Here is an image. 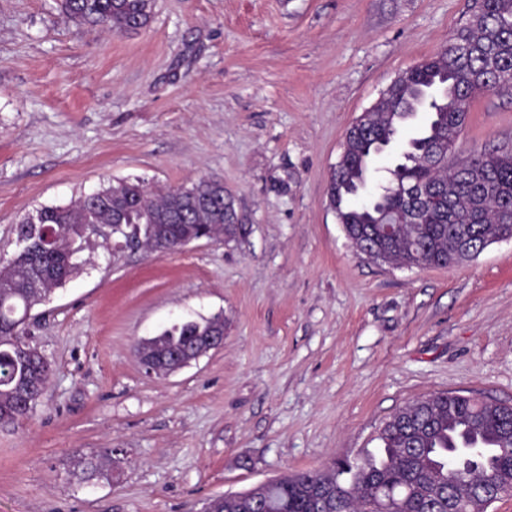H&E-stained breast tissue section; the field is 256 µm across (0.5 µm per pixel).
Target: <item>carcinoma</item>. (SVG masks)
I'll use <instances>...</instances> for the list:
<instances>
[{
    "mask_svg": "<svg viewBox=\"0 0 512 512\" xmlns=\"http://www.w3.org/2000/svg\"><path fill=\"white\" fill-rule=\"evenodd\" d=\"M80 24L125 32L147 26L151 0H61ZM512 81V0H478L477 10L439 52L406 76L368 114L364 129L348 137L340 166L332 170L328 197L355 247L370 245L384 263L444 268L477 257L512 229V151L469 149L460 165L448 151L469 119L474 96ZM419 112L429 114L408 142L403 162L377 186L372 200L355 205L366 188L373 158ZM119 228L124 245L156 252L159 240L174 247L187 238L235 234V215L224 207V183L200 178L189 187L153 191L140 180H121L64 206H44L16 224L17 249L0 267V424L28 416L51 371L42 355L20 343L29 335L20 319L83 268L81 253L96 245V226ZM465 228L472 252L455 254L454 235ZM45 275L43 289L31 281ZM212 320L174 324L136 348L143 361L173 347L193 349ZM379 461L334 464L318 472L285 475L243 493L213 499L207 512H375L383 494L401 512H460L457 490H448V465L459 487L484 485L512 495V408L473 396L437 393L396 411L378 435ZM329 488L315 499L311 488Z\"/></svg>",
    "mask_w": 512,
    "mask_h": 512,
    "instance_id": "carcinoma-1",
    "label": "carcinoma"
}]
</instances>
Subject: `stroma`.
<instances>
[{
	"instance_id": "35a3bbf8",
	"label": "stroma",
	"mask_w": 512,
	"mask_h": 512,
	"mask_svg": "<svg viewBox=\"0 0 512 512\" xmlns=\"http://www.w3.org/2000/svg\"><path fill=\"white\" fill-rule=\"evenodd\" d=\"M474 10L154 0L147 27L113 34L58 0H0V263L23 215L120 179L221 180L242 226L162 257L100 241L33 309L52 371L0 425V512H205L359 458L417 398L512 404V240L448 268L381 265L327 195L346 129ZM459 144L512 145V84L473 99ZM216 314L223 346L146 373L141 339Z\"/></svg>"
}]
</instances>
